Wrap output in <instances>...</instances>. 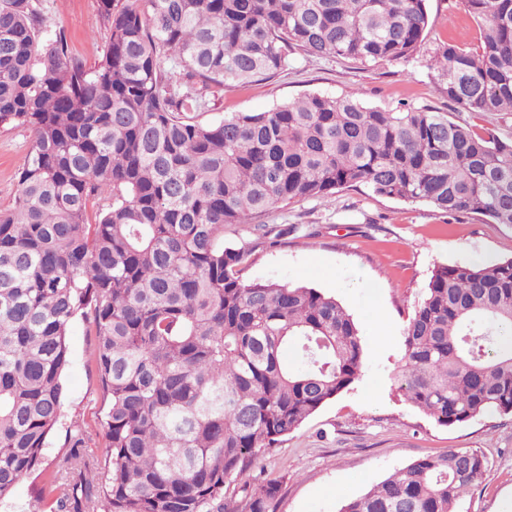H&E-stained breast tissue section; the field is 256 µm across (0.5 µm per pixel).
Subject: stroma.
Masks as SVG:
<instances>
[{
    "label": "stroma",
    "mask_w": 512,
    "mask_h": 512,
    "mask_svg": "<svg viewBox=\"0 0 512 512\" xmlns=\"http://www.w3.org/2000/svg\"><path fill=\"white\" fill-rule=\"evenodd\" d=\"M37 4L49 29L65 33L74 57L89 68L102 61L108 33L97 0ZM427 8V36L409 60L364 67L296 53L279 75L209 94L196 119L213 124L307 93L355 91L367 106L394 112L432 108L474 129H494L511 143L512 112L472 114L438 92L431 69L436 48L447 40L464 49L476 47L481 29L463 0H428ZM32 145L27 128H0V209L13 203ZM290 224L297 232L284 234ZM224 244L250 250L241 271L244 281L307 285L335 296L358 323L364 346L359 380L281 438L273 452L258 457L252 476L280 484L271 512H338L344 499L412 461L451 449L477 450L488 461L482 480L455 512H512V415L491 412L442 426L405 402L392 378L404 350L405 325L434 268L512 259V225L488 223L476 214L450 216L360 188L274 208L257 224L225 225ZM94 342L87 322L75 318L64 374L65 425L49 438L45 464L61 452L64 428L72 423L89 435L90 447L105 450L103 398L91 364Z\"/></svg>",
    "instance_id": "obj_1"
}]
</instances>
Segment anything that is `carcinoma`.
Returning <instances> with one entry per match:
<instances>
[{
  "mask_svg": "<svg viewBox=\"0 0 512 512\" xmlns=\"http://www.w3.org/2000/svg\"><path fill=\"white\" fill-rule=\"evenodd\" d=\"M98 2L107 50L88 70L36 0H0V127L34 138L0 210V502L36 472L29 512H225L226 485L352 386L364 352L335 297L243 282L248 251L224 246V225L358 187L512 224V143L355 92L195 119L211 89L296 52L412 57L427 0ZM464 3L480 44L440 45L432 79L467 112H512V0ZM77 317L95 336L105 456L74 428L48 472ZM511 333L512 259L438 266L404 330L399 392L443 426L512 415ZM486 465L477 450L422 457L339 512H455ZM278 492L266 482L244 512Z\"/></svg>",
  "mask_w": 512,
  "mask_h": 512,
  "instance_id": "obj_1",
  "label": "carcinoma"
}]
</instances>
